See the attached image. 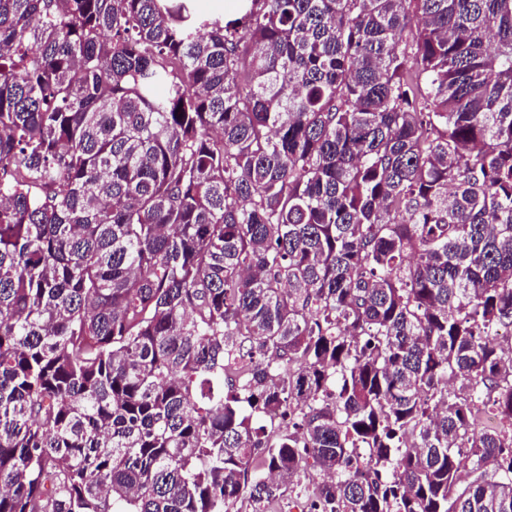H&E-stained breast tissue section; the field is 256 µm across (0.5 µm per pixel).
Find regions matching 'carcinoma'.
<instances>
[{
    "instance_id": "carcinoma-1",
    "label": "carcinoma",
    "mask_w": 512,
    "mask_h": 512,
    "mask_svg": "<svg viewBox=\"0 0 512 512\" xmlns=\"http://www.w3.org/2000/svg\"><path fill=\"white\" fill-rule=\"evenodd\" d=\"M237 2L0 0V512H512V0ZM306 476L308 478L304 477L303 483L308 487L309 491L305 493L303 491L299 492V490H297L296 492H292L290 494L287 492L283 497L280 498V500L272 504V512L308 511L309 495L312 494L313 486L315 483H320L323 481L324 477L323 474L318 470H308Z\"/></svg>"
}]
</instances>
